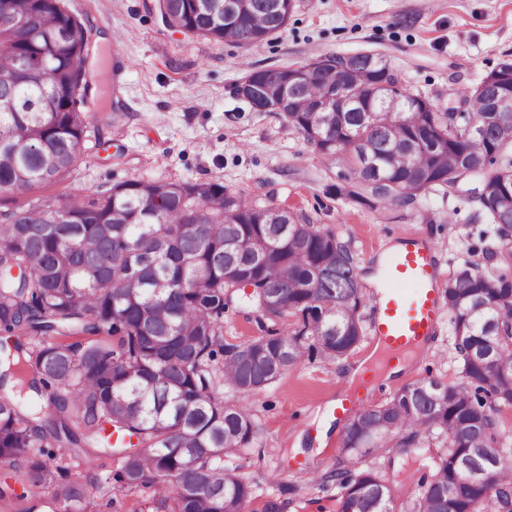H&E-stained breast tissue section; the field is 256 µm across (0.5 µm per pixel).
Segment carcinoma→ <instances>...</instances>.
<instances>
[{"mask_svg":"<svg viewBox=\"0 0 512 512\" xmlns=\"http://www.w3.org/2000/svg\"><path fill=\"white\" fill-rule=\"evenodd\" d=\"M66 0H0V194L58 183L76 167L87 133L88 84L76 72L91 49L83 19ZM224 17V0H159L166 24L214 41L255 46L283 31L294 0H248ZM38 72L16 84L15 69ZM512 60L461 99L470 111L437 112L398 73L369 57L327 56L309 80L272 87L289 68L251 71L234 86L258 112L288 124L330 157L349 162V195L402 205L435 186L455 187L512 147V115L488 111ZM384 80L385 94L368 87ZM354 98L342 112L313 113L334 89ZM477 201L512 227V160L495 170ZM260 206L215 181L128 180L104 192L41 199L0 222V333L38 336L27 348L0 341V459L21 484L50 490L55 512L86 497L82 477L45 458L77 444L76 418L98 447L124 455L115 482L155 487L167 512H243L251 488L224 457L255 437L248 410L215 397L221 381L260 389L318 350L340 359L362 336L363 289L348 249L301 214L266 222ZM249 288L262 336L224 346L228 289ZM445 301L463 361L464 385L424 379L346 427L336 468L320 477L342 488L341 512H394L390 486L364 468L378 448H410L435 429L447 451L419 479L412 512H512V460L500 448L494 403L512 405V277L469 262L448 278ZM300 319L291 333L281 328ZM112 341L64 343L59 337ZM47 397L29 408L30 393ZM136 442H130V439ZM57 442L45 449L43 442Z\"/></svg>","mask_w":512,"mask_h":512,"instance_id":"obj_1","label":"carcinoma"}]
</instances>
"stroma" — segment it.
<instances>
[{
  "instance_id": "obj_1",
  "label": "stroma",
  "mask_w": 512,
  "mask_h": 512,
  "mask_svg": "<svg viewBox=\"0 0 512 512\" xmlns=\"http://www.w3.org/2000/svg\"><path fill=\"white\" fill-rule=\"evenodd\" d=\"M153 2L67 0L98 33L85 70L109 68L108 80L90 93L88 134L76 168L57 184L0 195V212L131 179L218 181L254 203L306 215L347 245L364 285L368 322L383 286L378 258L404 237L434 243L441 279L467 262L512 275V260L498 255L490 218L467 194L447 195L437 187L404 206L358 202L349 195L352 179L343 158L323 155L283 113L255 111L233 93L255 68L372 51L445 111L458 106L459 91L474 89L499 62L512 59V0H295L286 29L251 48L166 27ZM260 334L258 314L245 300L225 311V344L245 345ZM374 344L368 331L341 359L307 353L248 394L217 388L225 403L246 405L255 426L252 444L224 459L251 487L244 512H338L339 488L311 478L335 467L352 416L423 379L464 381L445 315L429 355L396 379L359 389L357 400L322 431L328 404L343 396L348 370ZM446 443L436 430L421 447L380 448L366 457L389 484L396 512H411L418 494L405 489L406 473L432 471ZM122 466L120 456H95L83 512H154L153 488H118L114 476ZM1 483L14 494L0 501V512H50L47 489L22 488L12 467L0 462Z\"/></svg>"
}]
</instances>
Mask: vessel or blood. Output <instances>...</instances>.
<instances>
[{
    "mask_svg": "<svg viewBox=\"0 0 512 512\" xmlns=\"http://www.w3.org/2000/svg\"><path fill=\"white\" fill-rule=\"evenodd\" d=\"M439 278L433 245L409 246L387 259L373 324L375 336L385 344L387 363L422 351L435 333L443 306Z\"/></svg>",
    "mask_w": 512,
    "mask_h": 512,
    "instance_id": "vessel-or-blood-1",
    "label": "vessel or blood"
}]
</instances>
